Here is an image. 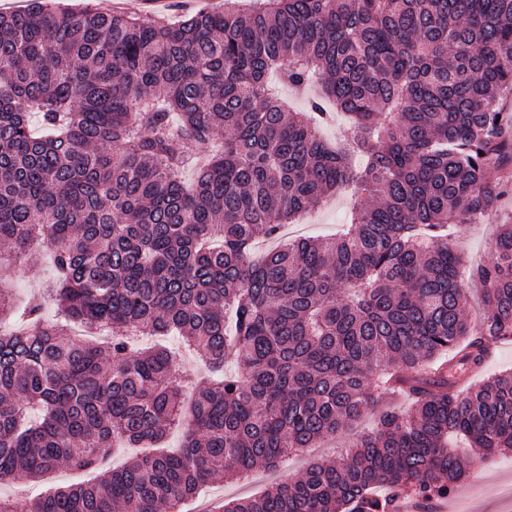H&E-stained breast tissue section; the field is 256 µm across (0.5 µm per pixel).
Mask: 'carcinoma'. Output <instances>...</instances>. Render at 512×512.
I'll return each instance as SVG.
<instances>
[{
  "instance_id": "1",
  "label": "carcinoma",
  "mask_w": 512,
  "mask_h": 512,
  "mask_svg": "<svg viewBox=\"0 0 512 512\" xmlns=\"http://www.w3.org/2000/svg\"><path fill=\"white\" fill-rule=\"evenodd\" d=\"M274 75L322 96L293 112ZM505 98L512 0H224L177 23L90 2L0 12V244L50 251L67 319L112 329L94 344L43 327L34 298L0 334V482L65 464L95 482L25 512L175 509L375 413L336 462L224 512H393L455 493L478 464L457 438L511 454L512 371L466 389L452 372L480 375L512 339V224L473 272L477 322L448 244L512 190ZM334 110L342 145L317 133ZM349 187L364 203L346 233L285 242ZM260 239L276 246L257 260ZM171 332L240 374L184 406L166 347L134 340ZM395 395L410 408L379 409ZM116 438L143 452L108 470Z\"/></svg>"
}]
</instances>
